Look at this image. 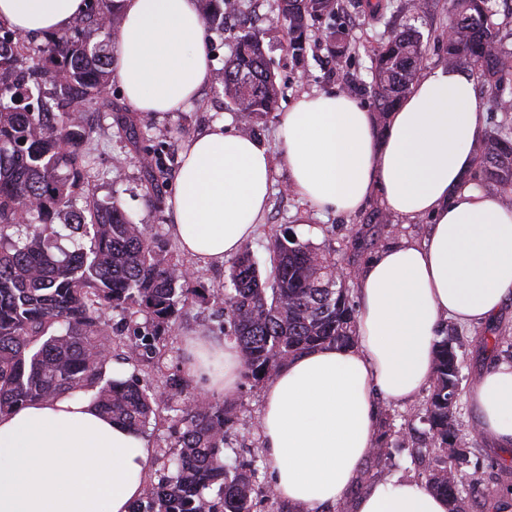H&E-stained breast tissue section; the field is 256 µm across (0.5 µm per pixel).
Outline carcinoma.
Instances as JSON below:
<instances>
[{
	"mask_svg": "<svg viewBox=\"0 0 512 512\" xmlns=\"http://www.w3.org/2000/svg\"><path fill=\"white\" fill-rule=\"evenodd\" d=\"M109 0H88L84 29L46 37L35 46L9 30L0 34V414L33 401L92 389L94 402L112 420L141 433L170 397L189 386L177 371L163 387H143L136 375H108L114 360L138 367L156 358L169 324L199 290L188 287L187 268L166 243L133 223L120 204L89 199L84 185L94 163L82 151L88 130L72 110L108 89L107 43L119 18ZM492 0H451L445 43L447 64L476 65L497 89L512 85V53L502 50L492 21ZM338 0H280L290 48L306 50L309 20H333ZM240 9L237 0H204L206 22L224 28ZM326 41L336 63L348 49V32L330 26ZM424 48L412 29L393 33L374 53L373 94L382 123L415 83ZM215 81L234 111L255 132L279 93L260 32L236 43ZM482 183L512 197V125L503 122L476 148ZM62 224H56V221ZM89 245L69 251L61 230ZM268 249L274 276L261 279L249 248L232 261L224 288L229 341L240 354L241 376L258 387L289 359L324 345L357 342L349 282L336 279V259L297 237L274 235ZM108 310L142 317L112 328ZM460 337L437 344L428 395L409 415L428 426L427 447L440 451L423 464L426 483L448 499L449 512H466L457 475L467 463L468 441L459 420L462 362ZM237 405L194 394L174 424L178 453L173 474L148 487L132 512H253L260 457L228 466L224 447L237 423ZM390 423L384 419L371 456H386ZM217 489L218 498L206 491Z\"/></svg>",
	"mask_w": 512,
	"mask_h": 512,
	"instance_id": "1",
	"label": "carcinoma"
}]
</instances>
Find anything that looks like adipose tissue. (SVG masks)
I'll list each match as a JSON object with an SVG mask.
<instances>
[{
    "mask_svg": "<svg viewBox=\"0 0 512 512\" xmlns=\"http://www.w3.org/2000/svg\"><path fill=\"white\" fill-rule=\"evenodd\" d=\"M114 76L138 112H177L212 79L199 0H115ZM87 0H0V26L21 35L70 29ZM484 136L474 79L440 66L421 73L384 135L342 92L303 94L278 126V152L215 124L182 155L169 231L201 263L253 238L277 164L289 188L324 212L352 215L374 192L404 219L430 217L427 238L377 253L358 271V343L289 360L263 390L260 440L277 495L307 512L339 502L377 444L375 396L413 402L428 386L443 321L491 322L512 299V205L474 180ZM185 370L204 392H233L234 344L189 337ZM482 434L512 447V361L473 385ZM154 450L104 416L92 394L28 403L0 415V512H129ZM426 483H372L356 512H448Z\"/></svg>",
    "mask_w": 512,
    "mask_h": 512,
    "instance_id": "ef3b65f1",
    "label": "adipose tissue"
}]
</instances>
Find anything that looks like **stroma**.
<instances>
[{
	"instance_id": "35a3bbf8",
	"label": "stroma",
	"mask_w": 512,
	"mask_h": 512,
	"mask_svg": "<svg viewBox=\"0 0 512 512\" xmlns=\"http://www.w3.org/2000/svg\"><path fill=\"white\" fill-rule=\"evenodd\" d=\"M381 12H372L369 0H340L336 22L350 32V45L342 64H335L323 41L327 20L310 21L307 32V50L298 57L289 47L288 30L279 12V0H241L239 15L223 29L207 31V48L215 68H222L224 58L232 46L249 27H258L266 49L267 60L279 85V96L274 111L259 123L254 136L268 147H275V129L281 111L302 94L313 91L348 89L351 75H359L362 86L353 89V95L367 109H374L371 93L372 58L374 51L400 29L412 27L424 38V65L432 68L445 62V47L437 35L450 21L448 0H428L426 9L410 13L407 0H382ZM85 125L89 137L83 145L90 152L95 164L89 174L87 188L98 198L114 196L123 210L135 223L146 225L149 232L166 241L170 250H177L168 224L171 186L179 168L180 153L186 141L213 124L226 123L239 128L235 112L227 107L224 95L216 83H208L197 101L183 111L160 114L135 112L127 105L117 82H110L107 93L85 105ZM129 116L138 132L137 139H130L116 121L117 114ZM154 152L157 166L146 172L140 158L144 151ZM158 182L159 193H152L151 182ZM383 204L380 199L368 202L353 215L322 213L302 203L288 188L286 167H279L274 175L269 208L254 239L248 246L265 279H272L273 264L268 242L273 234L293 227L301 240L319 246L331 253L341 264L362 267L378 251L405 241L419 242L430 230V220L420 217L400 221L393 235H382L376 245L353 255L351 235L367 223L369 217ZM193 287L203 289L205 296L186 304L181 314L172 321L168 337L157 358L139 367L124 366V374H138L149 384L162 385L167 376L183 368L186 358V339L202 335L220 341L224 338L222 298L227 264L207 265L192 258H185ZM449 331L463 336L465 347L461 353L465 379L462 391H470L477 376L499 360H512V346L498 348L485 346V338L502 335L512 337V302L505 305L496 322L490 326H464L448 322ZM262 388L238 386L230 398L239 408L238 437L234 447L225 449L224 461L235 464L250 453L262 449L258 434L262 407ZM405 406L379 402V414L392 415L398 431L390 438L388 459L374 462L365 457L362 467L382 481L393 476L418 478L417 456L424 444L425 427L417 421L402 419ZM470 457L462 469V483L468 496L465 506L469 512H485L486 507L503 505L508 489L512 488V448L496 447L488 437L476 433L469 435Z\"/></svg>"
}]
</instances>
